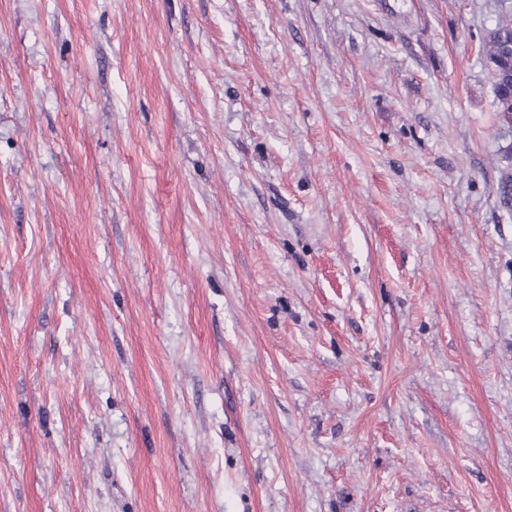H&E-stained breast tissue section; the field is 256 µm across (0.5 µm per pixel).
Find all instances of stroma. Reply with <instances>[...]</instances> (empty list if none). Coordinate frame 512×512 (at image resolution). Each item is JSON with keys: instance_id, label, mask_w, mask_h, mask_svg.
I'll return each instance as SVG.
<instances>
[{"instance_id": "obj_1", "label": "stroma", "mask_w": 512, "mask_h": 512, "mask_svg": "<svg viewBox=\"0 0 512 512\" xmlns=\"http://www.w3.org/2000/svg\"><path fill=\"white\" fill-rule=\"evenodd\" d=\"M512 0H0V512H512ZM493 65L495 108L504 119L512 117V13L499 16L484 46Z\"/></svg>"}]
</instances>
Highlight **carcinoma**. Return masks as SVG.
I'll return each mask as SVG.
<instances>
[{"label":"carcinoma","instance_id":"cac0c4a2","mask_svg":"<svg viewBox=\"0 0 512 512\" xmlns=\"http://www.w3.org/2000/svg\"><path fill=\"white\" fill-rule=\"evenodd\" d=\"M484 49L493 65L496 111L509 120L512 118V13L499 16Z\"/></svg>","mask_w":512,"mask_h":512}]
</instances>
